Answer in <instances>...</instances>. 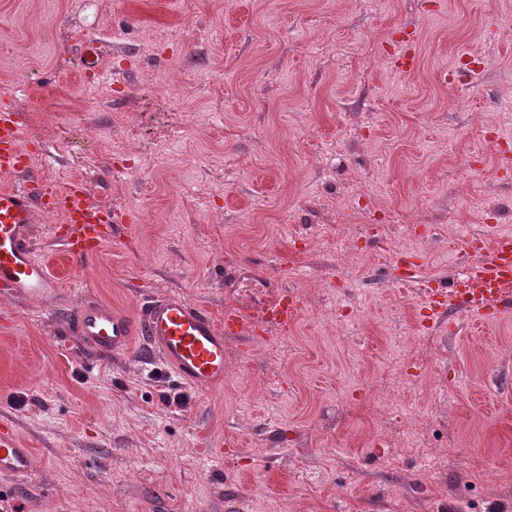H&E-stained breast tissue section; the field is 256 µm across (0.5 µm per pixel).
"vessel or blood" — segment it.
<instances>
[{
	"instance_id": "b4317fda",
	"label": "vessel or blood",
	"mask_w": 512,
	"mask_h": 512,
	"mask_svg": "<svg viewBox=\"0 0 512 512\" xmlns=\"http://www.w3.org/2000/svg\"><path fill=\"white\" fill-rule=\"evenodd\" d=\"M103 61L96 42L83 44L84 72H100ZM32 151V146L21 140L14 108L1 107L0 174L22 176L26 182L0 186V290L12 298L48 306L59 283L31 243L38 213L51 212L69 224L66 251L74 257L96 255L111 241L118 216L112 209L91 205L82 184L50 191L27 180ZM405 282L421 286L433 317L459 308L482 322H497L512 313V234L471 238L460 268L447 286H432L417 263L411 265ZM302 309L298 292L281 288L256 309L226 302L224 317L218 320L184 294L172 291L147 301L136 316L95 300L84 301L76 311L74 327L83 343L112 354L128 351L136 337H145L153 353L180 381L207 390L224 384L226 335L288 327ZM34 468L32 448L23 444L12 423L0 425V476L25 479Z\"/></svg>"
}]
</instances>
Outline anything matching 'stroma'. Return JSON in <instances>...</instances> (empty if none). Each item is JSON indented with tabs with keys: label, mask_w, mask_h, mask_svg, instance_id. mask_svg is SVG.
Wrapping results in <instances>:
<instances>
[{
	"label": "stroma",
	"mask_w": 512,
	"mask_h": 512,
	"mask_svg": "<svg viewBox=\"0 0 512 512\" xmlns=\"http://www.w3.org/2000/svg\"><path fill=\"white\" fill-rule=\"evenodd\" d=\"M102 45L106 68L75 54ZM412 68L395 65L398 48ZM484 65L453 81L466 53ZM126 224L66 255L53 306L0 292V416L31 446L21 512H512V314L432 329L401 247L447 284L465 234L512 232V0H0V106ZM466 227L465 234L454 231ZM299 290L285 329L224 339L197 390L137 339L86 347L84 298L138 314L184 293L224 314V268ZM182 394L186 406L165 404ZM81 66L85 73L97 74L103 67L104 56L94 41H85L81 49Z\"/></svg>",
	"instance_id": "obj_1"
}]
</instances>
